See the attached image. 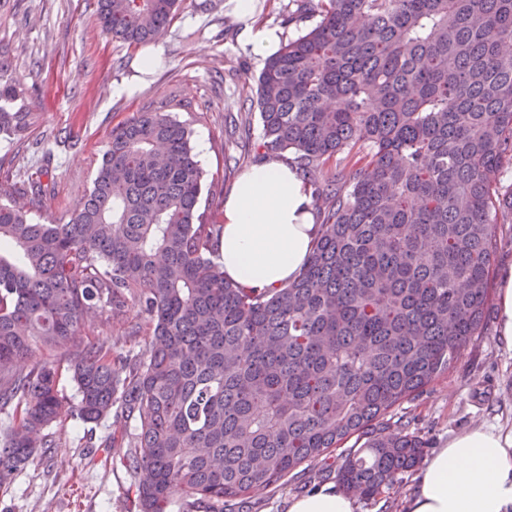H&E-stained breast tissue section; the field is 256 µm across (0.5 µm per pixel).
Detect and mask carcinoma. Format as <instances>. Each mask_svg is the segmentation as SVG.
<instances>
[{"mask_svg": "<svg viewBox=\"0 0 512 512\" xmlns=\"http://www.w3.org/2000/svg\"><path fill=\"white\" fill-rule=\"evenodd\" d=\"M130 46L160 38L182 0H97ZM258 76L260 148L290 156L323 210L296 278L256 293L224 277V225L199 212L204 170L166 112L112 127L92 187L64 224L29 218L0 185V485L43 448L68 373L76 415L138 422L126 462L141 512H235L252 492L364 440L337 471L364 500L395 488L428 442L387 415L450 372L484 333L512 223V0H295ZM0 66V135L31 113ZM362 155L346 177L337 156ZM148 316V349L112 355L86 316ZM59 355L23 371L33 347Z\"/></svg>", "mask_w": 512, "mask_h": 512, "instance_id": "cac0c4a2", "label": "carcinoma"}]
</instances>
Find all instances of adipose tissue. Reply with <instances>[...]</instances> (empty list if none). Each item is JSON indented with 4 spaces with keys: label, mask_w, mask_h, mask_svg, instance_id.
Listing matches in <instances>:
<instances>
[{
    "label": "adipose tissue",
    "mask_w": 512,
    "mask_h": 512,
    "mask_svg": "<svg viewBox=\"0 0 512 512\" xmlns=\"http://www.w3.org/2000/svg\"><path fill=\"white\" fill-rule=\"evenodd\" d=\"M316 231L309 185L295 168L264 160L224 202V275L254 291L281 287L306 263ZM288 512H353V503L330 484L294 498ZM408 512H512V428L451 436L421 468Z\"/></svg>",
    "instance_id": "ef3b65f1"
}]
</instances>
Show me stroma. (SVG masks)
Instances as JSON below:
<instances>
[{"instance_id": "1", "label": "stroma", "mask_w": 512, "mask_h": 512, "mask_svg": "<svg viewBox=\"0 0 512 512\" xmlns=\"http://www.w3.org/2000/svg\"><path fill=\"white\" fill-rule=\"evenodd\" d=\"M292 7L291 0H253L243 19L232 0H183L162 37L131 47L101 30L97 0H0V61L24 88L35 117L27 137H0V183L21 192L28 178L39 179L45 193L31 220L65 223L92 187L112 127L138 112H167L191 130L206 178L200 206L223 223L226 197L263 156L255 100L265 60L242 45L240 33L251 24L276 29L284 41L295 37L301 26L283 22ZM148 56L155 60L149 68ZM228 112L243 117L236 131L224 126ZM497 310L498 298L490 296L484 336L401 410L431 448L471 427L512 425V346L498 334ZM87 332L122 354L149 342L113 329L105 311L88 319ZM60 391L67 407L51 428L55 446L0 485V512H140L139 476L126 464V440L137 433V421L110 416L83 423L70 410L78 398L70 376ZM110 435L113 446L100 447ZM340 463L336 452L328 470L311 466L253 492L243 512H288L293 498L335 483ZM416 483V473H408L374 500L354 499V512H407Z\"/></svg>"}]
</instances>
